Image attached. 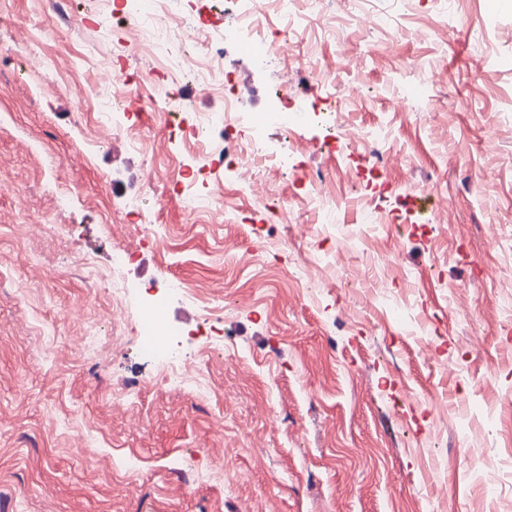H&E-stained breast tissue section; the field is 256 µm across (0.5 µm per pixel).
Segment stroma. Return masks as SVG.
I'll return each instance as SVG.
<instances>
[{
  "label": "stroma",
  "mask_w": 512,
  "mask_h": 512,
  "mask_svg": "<svg viewBox=\"0 0 512 512\" xmlns=\"http://www.w3.org/2000/svg\"><path fill=\"white\" fill-rule=\"evenodd\" d=\"M98 9L0 0V512H512L481 479L512 458V0H335L293 28L270 9L266 62L224 45L232 135L294 155L249 192L197 182L224 191L210 213L173 182L229 134L169 120L223 95L179 77L193 109L172 116L138 90L131 149L101 95L152 62ZM118 246L138 258L116 305ZM149 279L190 290L169 322L223 317L208 352L180 339L205 388L142 345Z\"/></svg>",
  "instance_id": "1"
}]
</instances>
